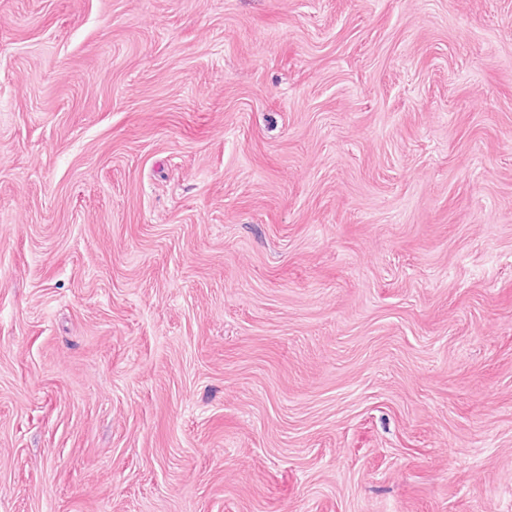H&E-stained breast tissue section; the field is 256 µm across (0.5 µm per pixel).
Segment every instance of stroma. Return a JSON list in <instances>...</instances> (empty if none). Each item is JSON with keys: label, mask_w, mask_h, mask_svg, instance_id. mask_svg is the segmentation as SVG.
<instances>
[{"label": "stroma", "mask_w": 512, "mask_h": 512, "mask_svg": "<svg viewBox=\"0 0 512 512\" xmlns=\"http://www.w3.org/2000/svg\"><path fill=\"white\" fill-rule=\"evenodd\" d=\"M0 512H512V0H0Z\"/></svg>", "instance_id": "1"}]
</instances>
